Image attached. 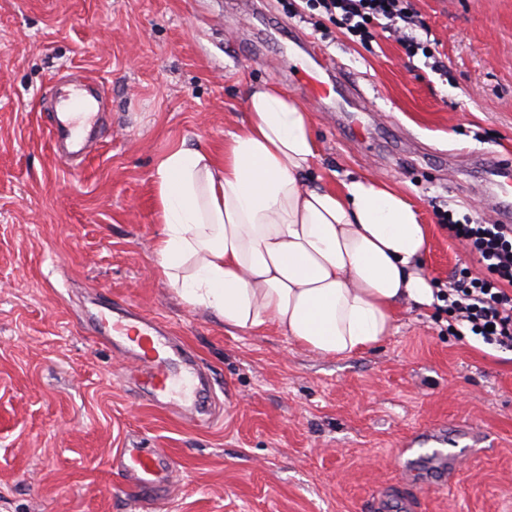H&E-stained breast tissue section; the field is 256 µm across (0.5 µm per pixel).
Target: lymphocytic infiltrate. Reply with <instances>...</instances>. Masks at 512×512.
Listing matches in <instances>:
<instances>
[{
	"label": "lymphocytic infiltrate",
	"instance_id": "1",
	"mask_svg": "<svg viewBox=\"0 0 512 512\" xmlns=\"http://www.w3.org/2000/svg\"><path fill=\"white\" fill-rule=\"evenodd\" d=\"M325 10L331 22L352 36L366 38L370 25L384 23L396 33L407 59L424 56L435 69L444 64L425 32L427 26L413 0H307ZM450 238L459 241L483 266L480 276L455 274L438 299L450 316L449 330L460 336H478L490 345L512 348V226L474 224L454 219L452 212L439 214Z\"/></svg>",
	"mask_w": 512,
	"mask_h": 512
}]
</instances>
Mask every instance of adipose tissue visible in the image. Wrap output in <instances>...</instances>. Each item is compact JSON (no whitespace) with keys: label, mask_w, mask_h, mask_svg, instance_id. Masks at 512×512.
I'll use <instances>...</instances> for the list:
<instances>
[{"label":"adipose tissue","mask_w":512,"mask_h":512,"mask_svg":"<svg viewBox=\"0 0 512 512\" xmlns=\"http://www.w3.org/2000/svg\"><path fill=\"white\" fill-rule=\"evenodd\" d=\"M318 158L310 110L253 85L222 158L182 145L158 163L155 253L190 308L342 357L389 336L401 305L433 307L437 288L418 208L364 176L332 182Z\"/></svg>","instance_id":"1"}]
</instances>
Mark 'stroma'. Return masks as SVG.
Listing matches in <instances>:
<instances>
[{
  "instance_id": "35a3bbf8",
  "label": "stroma",
  "mask_w": 512,
  "mask_h": 512,
  "mask_svg": "<svg viewBox=\"0 0 512 512\" xmlns=\"http://www.w3.org/2000/svg\"><path fill=\"white\" fill-rule=\"evenodd\" d=\"M415 3L447 73L305 0H0V512H370L379 495L512 512V351L404 305L375 347L324 358L188 307L154 251L158 162L181 143L223 154L248 88L281 83L297 35L364 93L353 114L311 103L323 166L417 205L438 285L480 274L436 214L500 218L479 161L512 160V0ZM66 76L103 85L111 128L74 169L51 134ZM100 299L167 324L223 420L152 406L90 328ZM124 448L164 449L169 486L143 496L112 466ZM440 450L452 482L408 487Z\"/></svg>"
}]
</instances>
